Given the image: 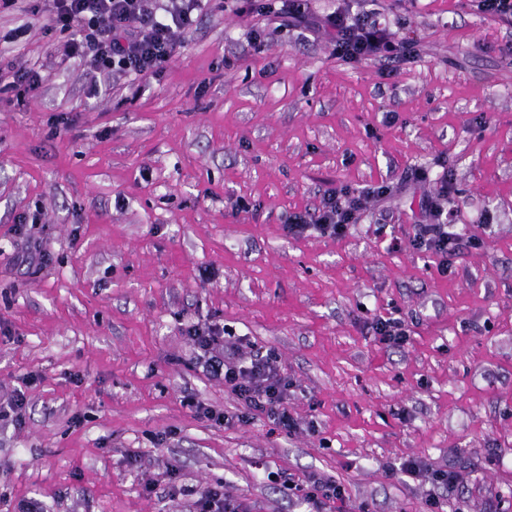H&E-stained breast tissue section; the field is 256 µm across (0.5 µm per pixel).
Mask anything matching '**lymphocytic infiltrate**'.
<instances>
[{
    "mask_svg": "<svg viewBox=\"0 0 512 512\" xmlns=\"http://www.w3.org/2000/svg\"><path fill=\"white\" fill-rule=\"evenodd\" d=\"M52 2V24L71 33L63 46L66 58L92 71L146 75L163 69L177 54L182 46L180 35L193 26L202 0ZM273 14L285 27L324 30L331 38L333 53L346 61L388 58L402 62L412 57L409 40L396 39L386 25L359 12L338 9L318 16L312 13L310 0H281ZM452 185L451 177L445 176L438 195L423 193V222L416 225L410 239L415 250L436 258L437 269L443 274L464 243L450 232V216L438 202L439 197L450 194ZM391 192L386 184L364 193L346 188L326 191L317 210L289 214L284 229L296 239L311 235L342 239L369 201L384 199ZM186 333L200 352L206 375L230 386L245 406L243 413L230 415L198 402L194 409L199 416L220 426H232L247 423L250 413L255 412L284 432L296 430L297 421L288 410L292 383L282 375L275 353L245 365L240 348L225 345L219 325L193 324ZM300 485L307 490V501L319 512H351L342 485L313 475Z\"/></svg>",
    "mask_w": 512,
    "mask_h": 512,
    "instance_id": "obj_1",
    "label": "lymphocytic infiltrate"
}]
</instances>
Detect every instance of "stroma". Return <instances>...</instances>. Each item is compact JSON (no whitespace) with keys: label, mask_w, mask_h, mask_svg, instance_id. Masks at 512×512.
Masks as SVG:
<instances>
[{"label":"stroma","mask_w":512,"mask_h":512,"mask_svg":"<svg viewBox=\"0 0 512 512\" xmlns=\"http://www.w3.org/2000/svg\"><path fill=\"white\" fill-rule=\"evenodd\" d=\"M252 3L204 0L144 77L64 59L49 0L0 7V65L43 75L33 98L0 88V398H26L0 428V512H193L190 488L219 481L254 512H312L271 471L336 480L367 512H512V25L471 0H311L415 43L356 63ZM415 168L429 190L453 175L451 229L481 240L445 275L409 242L420 191L396 185ZM383 183L343 239L283 228L327 190ZM27 235L48 265H22ZM377 315L408 343L380 344ZM197 322L278 354L301 427L187 407L244 410L203 371ZM413 456L456 458L458 483L399 474ZM186 405L190 406L191 408H194L195 412L199 416H201L209 421H212L215 424L220 425V426H233L235 424L243 425V424L247 423L249 420V417H248L249 414H247V413L229 415L227 413H224L223 411L220 412V411H216L210 407H207L206 405H204L200 402L194 403V402L188 401V403Z\"/></svg>","instance_id":"obj_1"}]
</instances>
